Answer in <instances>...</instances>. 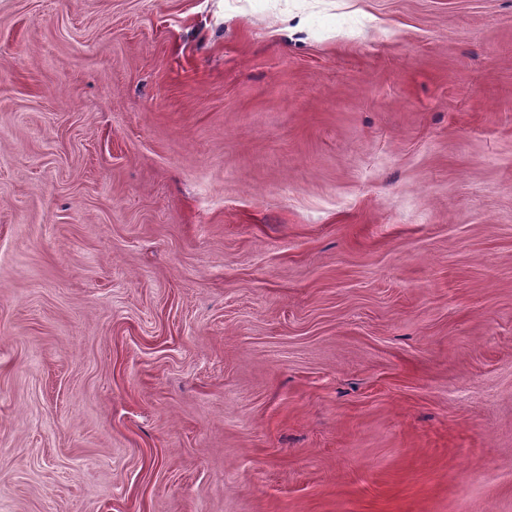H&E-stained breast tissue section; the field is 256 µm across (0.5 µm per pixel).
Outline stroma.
Masks as SVG:
<instances>
[{"instance_id":"obj_1","label":"stroma","mask_w":512,"mask_h":512,"mask_svg":"<svg viewBox=\"0 0 512 512\" xmlns=\"http://www.w3.org/2000/svg\"><path fill=\"white\" fill-rule=\"evenodd\" d=\"M0 512H512V0H0Z\"/></svg>"}]
</instances>
